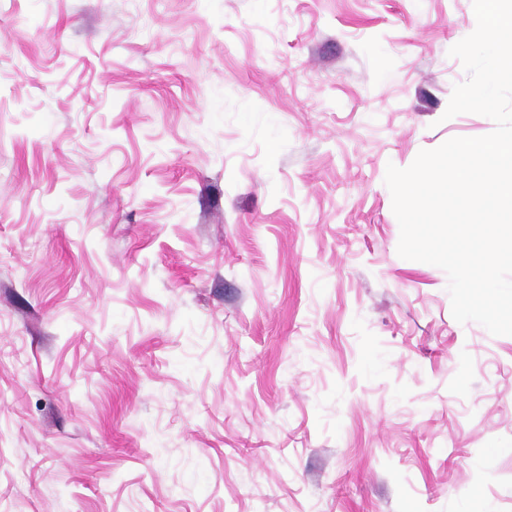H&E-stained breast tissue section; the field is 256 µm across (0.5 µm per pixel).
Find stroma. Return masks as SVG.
<instances>
[{"mask_svg": "<svg viewBox=\"0 0 512 512\" xmlns=\"http://www.w3.org/2000/svg\"><path fill=\"white\" fill-rule=\"evenodd\" d=\"M473 0H0V512H512V336L397 253Z\"/></svg>", "mask_w": 512, "mask_h": 512, "instance_id": "stroma-1", "label": "stroma"}]
</instances>
